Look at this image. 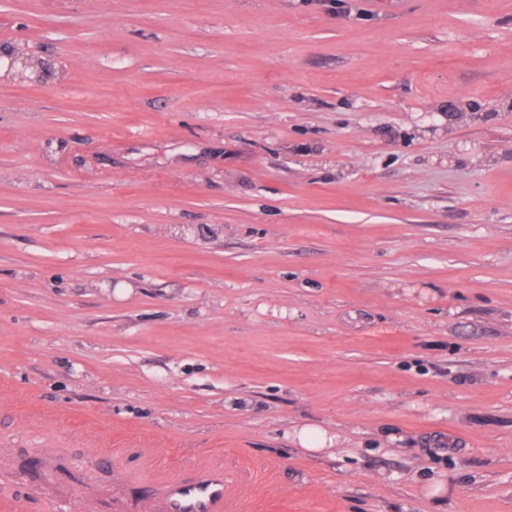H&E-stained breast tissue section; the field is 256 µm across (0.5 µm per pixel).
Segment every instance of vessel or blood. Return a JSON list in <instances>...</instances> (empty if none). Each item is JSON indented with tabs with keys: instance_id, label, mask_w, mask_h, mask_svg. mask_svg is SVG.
Instances as JSON below:
<instances>
[{
	"instance_id": "1",
	"label": "vessel or blood",
	"mask_w": 512,
	"mask_h": 512,
	"mask_svg": "<svg viewBox=\"0 0 512 512\" xmlns=\"http://www.w3.org/2000/svg\"><path fill=\"white\" fill-rule=\"evenodd\" d=\"M147 512H225L224 470L207 467L192 481L164 478L146 505Z\"/></svg>"
}]
</instances>
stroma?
Returning a JSON list of instances; mask_svg holds the SVG:
<instances>
[{
	"mask_svg": "<svg viewBox=\"0 0 512 512\" xmlns=\"http://www.w3.org/2000/svg\"><path fill=\"white\" fill-rule=\"evenodd\" d=\"M348 3L0 0L23 512H512V0ZM224 468L207 467L193 481L166 477L156 486L146 512H225Z\"/></svg>",
	"mask_w": 512,
	"mask_h": 512,
	"instance_id": "stroma-1",
	"label": "stroma"
}]
</instances>
